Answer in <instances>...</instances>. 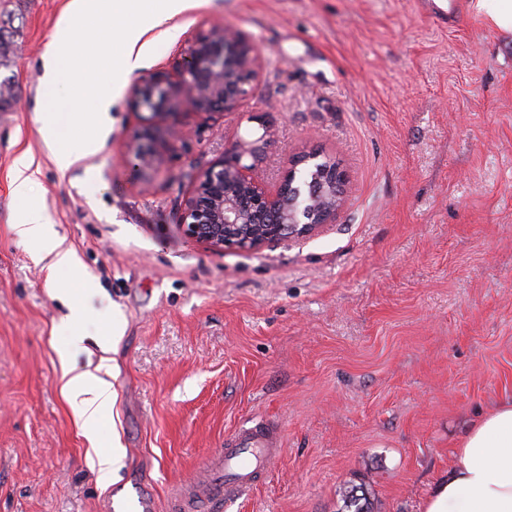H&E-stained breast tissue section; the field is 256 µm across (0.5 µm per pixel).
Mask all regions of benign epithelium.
<instances>
[{
    "label": "benign epithelium",
    "mask_w": 512,
    "mask_h": 512,
    "mask_svg": "<svg viewBox=\"0 0 512 512\" xmlns=\"http://www.w3.org/2000/svg\"><path fill=\"white\" fill-rule=\"evenodd\" d=\"M262 72V53L247 34L212 27L187 44L172 69L151 73L135 84L133 95L156 125L179 110H232ZM272 136L268 128L256 141L231 145L198 174L179 217L189 235L252 251L308 237L334 222L346 191L340 167L321 159L317 151L302 152L289 160L283 180L270 190L259 179L257 165ZM150 141L147 133L144 141L127 147L129 161L141 171L158 160ZM246 157L251 164L243 163Z\"/></svg>",
    "instance_id": "obj_1"
}]
</instances>
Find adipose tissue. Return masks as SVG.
<instances>
[{
	"mask_svg": "<svg viewBox=\"0 0 512 512\" xmlns=\"http://www.w3.org/2000/svg\"><path fill=\"white\" fill-rule=\"evenodd\" d=\"M188 6L189 0H164L160 8L153 6L151 0H71L68 18L57 26L43 58L45 89L56 93L69 73L79 76L91 69L106 75L109 87L86 82L79 91L97 126L111 125L113 90L140 68L145 36L153 31L174 35L177 28L172 20ZM107 11L120 24L122 49L117 53L108 45H96L92 38H79L76 28L77 22L95 20ZM40 121L43 139L60 169H70L91 151V144L70 143L68 125L59 121L56 113H41ZM34 180L31 159L25 155L18 157L11 172V188L13 198L22 208L13 218L10 230L20 242L32 247L36 261L44 262L47 283L53 288L58 273L77 268L79 260L66 239L54 231L45 211L30 201ZM59 358L62 391L71 400L82 429L92 432L101 416L115 404L112 384L101 374L75 371L69 363L68 351H60ZM423 512H512V399L501 401L473 424L448 471L440 476L427 497Z\"/></svg>",
	"mask_w": 512,
	"mask_h": 512,
	"instance_id": "1",
	"label": "adipose tissue"
}]
</instances>
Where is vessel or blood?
Masks as SVG:
<instances>
[{
    "label": "vessel or blood",
    "instance_id": "1",
    "mask_svg": "<svg viewBox=\"0 0 512 512\" xmlns=\"http://www.w3.org/2000/svg\"><path fill=\"white\" fill-rule=\"evenodd\" d=\"M281 454L266 435L243 434L238 447L223 448L206 462L200 478L176 486L171 493L173 512H224L248 490L260 470ZM152 502L142 492L107 499L103 512H153Z\"/></svg>",
    "mask_w": 512,
    "mask_h": 512
}]
</instances>
